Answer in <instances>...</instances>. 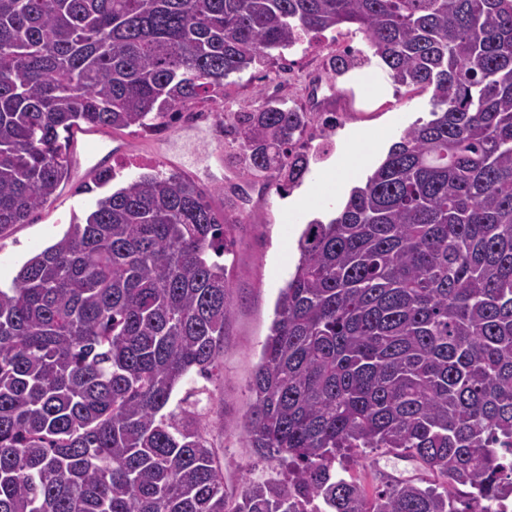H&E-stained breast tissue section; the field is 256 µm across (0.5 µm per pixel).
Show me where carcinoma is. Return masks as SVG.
<instances>
[{
	"instance_id": "obj_1",
	"label": "carcinoma",
	"mask_w": 512,
	"mask_h": 512,
	"mask_svg": "<svg viewBox=\"0 0 512 512\" xmlns=\"http://www.w3.org/2000/svg\"><path fill=\"white\" fill-rule=\"evenodd\" d=\"M353 26L432 92L328 223L306 225L250 381L246 447L285 477L224 490L217 422L237 216L145 173L0 288V512H478L512 498V0H0V234L70 174L61 133L148 130L300 39ZM313 115L234 130L286 192ZM387 453L428 478L338 458Z\"/></svg>"
}]
</instances>
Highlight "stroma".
Segmentation results:
<instances>
[{"instance_id":"stroma-1","label":"stroma","mask_w":512,"mask_h":512,"mask_svg":"<svg viewBox=\"0 0 512 512\" xmlns=\"http://www.w3.org/2000/svg\"><path fill=\"white\" fill-rule=\"evenodd\" d=\"M347 46L363 48L362 34L341 30L334 39L313 41L311 53L304 57L291 51L286 57H271L231 76L225 82L223 100L204 98L190 103V111L204 112V119L147 132L106 133L108 144L123 146L121 152L99 158L100 165L116 172L107 186L83 192V173L72 172L65 189L29 223L14 225L0 234V286L7 288L25 261L61 239L70 224L84 221L99 198L152 168L189 177L215 209L237 204L240 222L234 232L236 244L232 254L221 258L233 268V314L224 335V371L209 386L215 408L224 413V477L232 491L239 490L245 479L273 468L272 462L257 458L246 447L241 420L249 403L251 373L260 361L278 294L299 259L297 241L306 224L315 219L329 220L335 214L336 203L321 198L324 175L329 169L347 167L351 170L350 185L361 184L404 129L417 119L430 117V92L394 84L387 94L378 96L348 75L329 83V61L336 50ZM288 59L297 62L294 72L284 69ZM314 92L334 95L336 109L343 117L334 131L321 134L311 126L303 135L307 141L320 140L326 150L312 158L302 181L309 194L319 196L318 206L296 219L286 208L285 194L244 173L237 144L224 135L221 126L234 124L239 113L258 108L263 96L275 93L287 106L302 108ZM360 132L366 135L369 157L355 162L347 140Z\"/></svg>"}]
</instances>
